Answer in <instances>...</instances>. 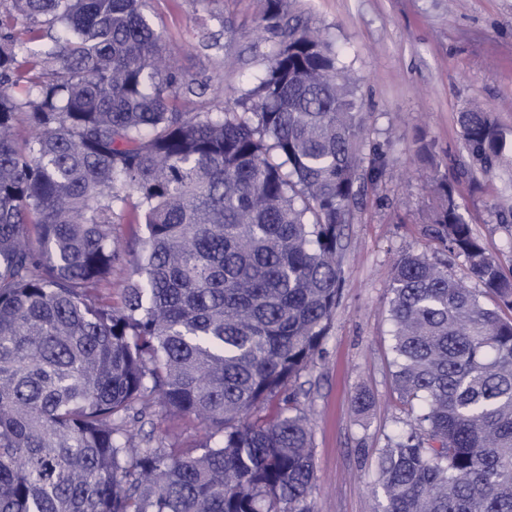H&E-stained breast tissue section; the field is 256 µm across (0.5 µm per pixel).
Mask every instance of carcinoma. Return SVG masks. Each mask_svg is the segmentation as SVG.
Here are the masks:
<instances>
[{
  "mask_svg": "<svg viewBox=\"0 0 512 512\" xmlns=\"http://www.w3.org/2000/svg\"><path fill=\"white\" fill-rule=\"evenodd\" d=\"M145 0H0V512H312V428L284 398L327 334L362 117L329 43L283 23L216 111L168 64ZM483 172L489 112L459 114ZM425 254L389 284L393 382L417 402L381 449L382 512H512V276L435 182ZM144 225L145 240L136 226ZM160 412L202 451L135 432Z\"/></svg>",
  "mask_w": 512,
  "mask_h": 512,
  "instance_id": "obj_1",
  "label": "carcinoma"
}]
</instances>
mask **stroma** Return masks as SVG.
I'll use <instances>...</instances> for the list:
<instances>
[{"label": "stroma", "instance_id": "obj_1", "mask_svg": "<svg viewBox=\"0 0 512 512\" xmlns=\"http://www.w3.org/2000/svg\"><path fill=\"white\" fill-rule=\"evenodd\" d=\"M265 7L266 0H147L144 13L170 48L173 70L209 85L193 108L233 105L263 75L279 47L259 26ZM285 13L328 38L366 124L340 296L319 352L293 387L313 431L311 507L379 512L378 452L412 419L392 380L393 265L403 254H424L481 288L427 232L438 205L427 187L432 171L453 183L461 215L512 275V151L481 175L458 123L460 112L478 107L512 141V0H285ZM419 139L432 159L417 154ZM143 431L193 452L205 437L198 420L178 414Z\"/></svg>", "mask_w": 512, "mask_h": 512}]
</instances>
